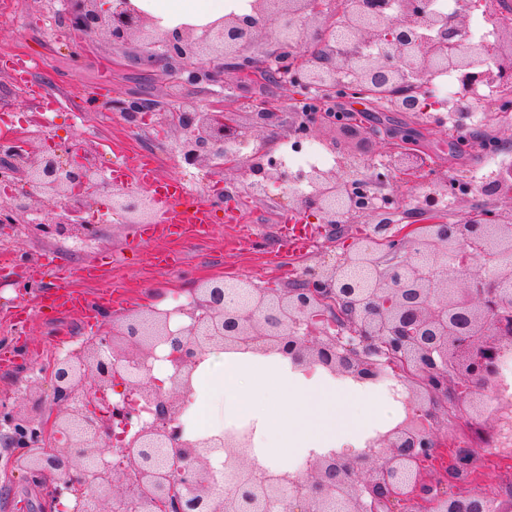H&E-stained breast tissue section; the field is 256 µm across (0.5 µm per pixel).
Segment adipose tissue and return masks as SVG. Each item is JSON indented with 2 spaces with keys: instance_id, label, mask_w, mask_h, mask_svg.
I'll list each match as a JSON object with an SVG mask.
<instances>
[{
  "instance_id": "adipose-tissue-1",
  "label": "adipose tissue",
  "mask_w": 512,
  "mask_h": 512,
  "mask_svg": "<svg viewBox=\"0 0 512 512\" xmlns=\"http://www.w3.org/2000/svg\"><path fill=\"white\" fill-rule=\"evenodd\" d=\"M132 2L165 34L202 28L231 13L250 14L252 0ZM191 387V412L183 419L186 438L247 426L258 465L276 471L287 470L299 457L360 456L376 432L399 420L398 402L373 383L297 366L278 353L212 349L193 372Z\"/></svg>"
}]
</instances>
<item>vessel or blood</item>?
<instances>
[{"mask_svg": "<svg viewBox=\"0 0 512 512\" xmlns=\"http://www.w3.org/2000/svg\"><path fill=\"white\" fill-rule=\"evenodd\" d=\"M112 177L150 187L153 193L158 217L155 223L137 229L138 240L147 243L170 237L202 240L210 235L213 222L210 207L188 202L183 184L160 178L152 162L142 160L133 165L122 153L113 152ZM277 231L279 251L289 257L306 253L314 238V228L309 224H281Z\"/></svg>", "mask_w": 512, "mask_h": 512, "instance_id": "1", "label": "vessel or blood"}]
</instances>
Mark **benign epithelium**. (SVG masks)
Instances as JSON below:
<instances>
[{"label": "benign epithelium", "instance_id": "7a95c632", "mask_svg": "<svg viewBox=\"0 0 512 512\" xmlns=\"http://www.w3.org/2000/svg\"><path fill=\"white\" fill-rule=\"evenodd\" d=\"M60 0L57 16L75 42L107 35L115 44L137 41L142 59L161 65L176 84L223 85L224 69L238 76V88L267 77L294 89L301 84L326 106L309 117L306 130L339 131L362 137L358 125L336 124L328 103L349 82L364 95L367 85L392 89L397 112H428L430 80L448 72L463 88L456 110H469L468 96L478 86L512 81V31L495 29L492 40H475L465 23L484 6L493 21L496 0H455L450 14L430 0H350L341 26L349 49L336 44L326 0H253L252 14H229L200 30L183 27L158 36L151 19L131 0ZM271 39L265 57L248 50ZM131 119L150 110L187 166L238 170V156L226 146L236 140L240 118L265 131L281 123L283 108L259 105L251 112H227L223 94L204 104L169 107L132 96L118 103ZM388 171L419 174L430 159L397 134ZM339 150L336 166L312 167L303 180L309 191L295 195L296 209L315 212L336 238L354 215L380 220L371 234L351 242L330 266L308 271L296 288H257L246 279L237 290L251 289L236 302L226 284L203 280L192 304L175 310L150 307L109 324L104 334L77 352L56 359L47 373L56 410L3 413L13 464L44 487V512L63 509L61 498H77L74 512H400L405 501L422 512H486V499L458 494L450 486L467 484L479 465L473 448H443L433 424L483 403L482 394L507 412L495 433L512 431V399L498 389V362L512 349V205L491 212L476 210L452 224L441 218L448 198V177L428 182L415 214L422 224H393L394 212L377 205L357 206L360 165L334 138L321 140ZM268 159L255 164L250 181L255 196L271 184L287 181L282 166ZM0 171L20 185L13 200L0 206V224L27 225L44 236L95 234L99 198L112 199V212L129 224H152L155 201L112 181L88 148L57 144L44 137L0 139ZM485 263L477 271L473 262ZM180 314L188 322L174 329ZM173 373L169 387L152 375L158 349ZM279 353L298 365H318L332 375L376 383L391 377L405 388L400 401L405 417L381 435L384 448L350 459L336 453L308 458L300 472L268 473L252 461V434L227 432L222 438L183 439L182 415L190 400L191 376L203 354L217 348ZM121 385L118 401L109 390ZM147 412L150 421L142 419ZM224 457L223 471L233 482L224 498L212 458Z\"/></svg>", "mask_w": 512, "mask_h": 512}]
</instances>
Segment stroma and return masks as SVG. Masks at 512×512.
Wrapping results in <instances>:
<instances>
[{"label": "stroma", "instance_id": "stroma-1", "mask_svg": "<svg viewBox=\"0 0 512 512\" xmlns=\"http://www.w3.org/2000/svg\"><path fill=\"white\" fill-rule=\"evenodd\" d=\"M18 3L11 20L0 19V110L28 113L49 100L54 108L48 131L55 142L84 145L110 140L131 153L151 157L163 178L181 180L194 174L210 179L211 168L186 166L172 144L155 143L150 135L136 131L113 106L114 101L134 92L164 102L204 104L210 98L207 87L178 85L170 82L162 70L141 65L135 42L119 46L102 35L85 43L79 54H72L70 35L56 21L54 0ZM17 56L39 60L25 91L2 66L3 61ZM224 84V106L230 112L262 102L284 105L291 95L290 90L264 78L237 88L236 77L229 70L224 73ZM334 106L358 114L366 131L365 143L348 145L363 169L386 162L388 152L381 132L388 127L415 134L418 148L432 157L438 175L455 180L482 164V126L459 130L441 120L435 111L415 118L390 109L378 111L349 98L336 99ZM221 180L224 201L212 208L210 237L203 241H168V249L184 258L183 264L172 270L155 264L153 246L141 245L135 239V225L119 221L99 224L97 237L88 239L83 250L70 248L60 237L30 236L21 226L0 232V253L17 261L10 287L0 293V353L13 357L11 363L0 364V412L26 409L31 397L40 400L44 412L53 411L55 403L42 368L65 352L78 351L88 338L100 333L105 321H117L138 310L144 298L165 306L173 296L191 294L200 280L208 278H245L260 288H281L301 279L306 269L333 263L342 253V242L324 236L317 248L302 257L281 255L275 226L289 219L290 196L275 188L267 197H254L246 189V177L238 174H223ZM229 205L239 206L245 225L253 233L248 245L234 250L226 246L235 232L234 226L224 221ZM24 253L50 254L59 267L68 269L94 261L111 265L105 284L76 281L72 287L88 298L108 289L113 303L98 310L90 323L75 311L41 307V300L54 291L55 273L48 270L30 278V265L19 260ZM20 306L29 309L22 325L14 319ZM497 417V405L490 401L481 413L439 418L434 430L442 442L475 444L490 436ZM40 497V488L11 465L10 450L0 441V512H38Z\"/></svg>", "mask_w": 512, "mask_h": 512}]
</instances>
